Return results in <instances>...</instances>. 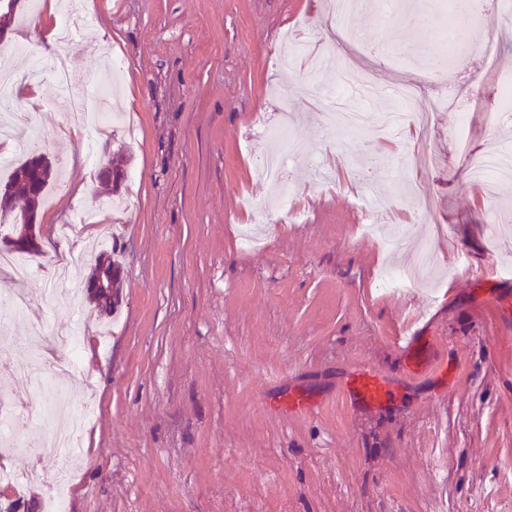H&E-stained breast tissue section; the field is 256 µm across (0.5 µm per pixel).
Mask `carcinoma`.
Returning a JSON list of instances; mask_svg holds the SVG:
<instances>
[{
	"mask_svg": "<svg viewBox=\"0 0 512 512\" xmlns=\"http://www.w3.org/2000/svg\"><path fill=\"white\" fill-rule=\"evenodd\" d=\"M108 180L111 181L112 196H121L120 189L127 181V167L124 157L120 156L106 168ZM56 175L50 159L44 153L34 151L23 154L8 178L0 182V190L5 189L11 194L10 208H0V238L4 239L9 235L16 234L15 218L18 213L28 214L31 219H36L43 203L45 193ZM7 253H16L29 256L40 254V246L36 239L35 223H30L28 234L15 244L13 248L5 249ZM107 264L112 270V299L108 302L102 301L99 295L92 288V281L100 265ZM87 300L94 304L99 312L105 316H112L121 303L120 290L122 288L121 267L114 258V252L104 250L98 253L95 264L92 266L86 280Z\"/></svg>",
	"mask_w": 512,
	"mask_h": 512,
	"instance_id": "obj_1",
	"label": "carcinoma"
}]
</instances>
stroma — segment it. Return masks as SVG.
I'll use <instances>...</instances> for the list:
<instances>
[{
  "label": "stroma",
  "mask_w": 512,
  "mask_h": 512,
  "mask_svg": "<svg viewBox=\"0 0 512 512\" xmlns=\"http://www.w3.org/2000/svg\"><path fill=\"white\" fill-rule=\"evenodd\" d=\"M453 2L400 0V15L337 22L326 0H86L96 23L80 65L117 112L111 137L90 149L67 133L54 84L22 100L63 171L37 217L33 315L59 258L85 280L92 240L123 267L114 317L64 286L48 317L55 331L103 329L81 341L91 389L70 390L68 413L86 404L93 417L68 512H512V318L500 304L512 251L491 230L512 216V180L490 198L469 176L470 155L512 149V120L493 119L512 76V10L490 0L479 25L477 40L499 42L492 63L449 50L428 21L427 6ZM17 13L9 41L51 61L59 15L43 0H19ZM447 54L453 80L433 83L427 62ZM401 83L418 88L411 111L448 94L461 104L433 112V165L416 156L412 124L381 121L400 112ZM283 116L288 206L259 172ZM121 152L125 209L75 224L74 206L105 198L97 170ZM424 243L438 267L381 290V268L411 264ZM403 334L426 347L421 373L393 344ZM358 366L390 383L386 405L345 399ZM286 389L322 404L267 408ZM56 470L0 490V512H42Z\"/></svg>",
  "instance_id": "35a3bbf8"
}]
</instances>
